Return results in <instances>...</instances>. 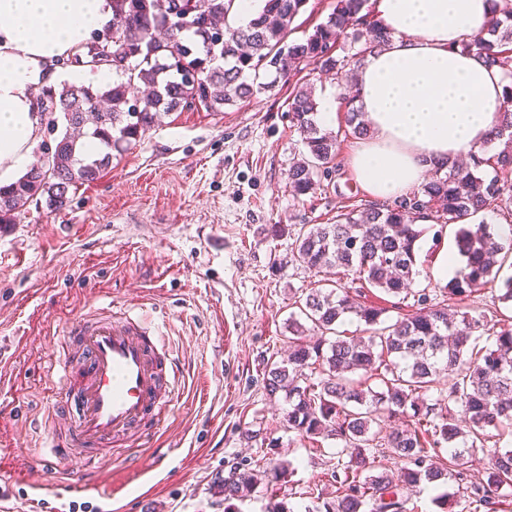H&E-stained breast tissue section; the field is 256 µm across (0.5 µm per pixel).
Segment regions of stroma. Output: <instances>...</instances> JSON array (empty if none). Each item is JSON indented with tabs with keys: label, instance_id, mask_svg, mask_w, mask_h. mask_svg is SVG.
Wrapping results in <instances>:
<instances>
[{
	"label": "stroma",
	"instance_id": "35a3bbf8",
	"mask_svg": "<svg viewBox=\"0 0 512 512\" xmlns=\"http://www.w3.org/2000/svg\"><path fill=\"white\" fill-rule=\"evenodd\" d=\"M313 82L318 101L339 102L332 133L335 167L315 194L294 197L287 174L303 149L287 114L294 83ZM294 83L225 106L162 118L90 184L70 188L66 205L29 202L0 224V478L12 487L0 512H50L67 476L43 468L52 426L46 419L59 380L54 352L74 317L107 307L145 314L186 377L185 394L149 441L104 454L101 474L128 493L126 512H224L211 495L213 473L236 464H266V438L291 461V482L259 484L240 512H266L270 494L305 512L309 487L333 488L326 456L338 439L299 441L283 425L284 397H268L266 364L288 356V317L295 293L322 282L350 286L335 272L295 261L291 236L304 224H326L361 185L347 164L355 143L346 125L345 88L301 70ZM419 271L412 288L447 302L456 225L422 223ZM256 431L244 440L243 430ZM185 454L171 459L152 499L134 497L137 476L126 453L149 455L172 435ZM42 503L31 506L34 485ZM456 485L410 494L407 512H465Z\"/></svg>",
	"mask_w": 512,
	"mask_h": 512
}]
</instances>
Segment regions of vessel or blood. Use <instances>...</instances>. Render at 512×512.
<instances>
[{"instance_id": "obj_1", "label": "vessel or blood", "mask_w": 512, "mask_h": 512, "mask_svg": "<svg viewBox=\"0 0 512 512\" xmlns=\"http://www.w3.org/2000/svg\"><path fill=\"white\" fill-rule=\"evenodd\" d=\"M58 347L64 396L52 403L51 423L72 419L66 436L52 435L43 462L52 469L83 472L86 492L99 499L104 512H120L111 489L89 476L97 450L122 448L135 435H146L149 422H159L180 398L181 373L163 350L143 317L129 310L82 315L72 319ZM170 448L154 449L140 467V493L162 481Z\"/></svg>"}]
</instances>
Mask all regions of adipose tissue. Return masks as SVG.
Segmentation results:
<instances>
[{"instance_id":"adipose-tissue-1","label":"adipose tissue","mask_w":512,"mask_h":512,"mask_svg":"<svg viewBox=\"0 0 512 512\" xmlns=\"http://www.w3.org/2000/svg\"><path fill=\"white\" fill-rule=\"evenodd\" d=\"M375 11L390 40L359 63L354 105L368 134L349 164L388 200L493 140L512 74L463 49L491 25L495 0H375ZM111 25V0H0V187L26 173L39 141L31 87L57 83V60Z\"/></svg>"}]
</instances>
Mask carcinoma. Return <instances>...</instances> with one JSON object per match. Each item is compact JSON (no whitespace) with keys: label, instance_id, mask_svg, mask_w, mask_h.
<instances>
[{"label":"carcinoma","instance_id":"obj_1","mask_svg":"<svg viewBox=\"0 0 512 512\" xmlns=\"http://www.w3.org/2000/svg\"><path fill=\"white\" fill-rule=\"evenodd\" d=\"M499 14L487 33L464 49L512 75V0H501ZM308 0H260L247 25L232 28L227 15L233 0H112V29L97 34L82 50L58 61L61 67L108 64L110 51L123 64L112 66L118 80L103 88L63 83L42 90L40 115L63 123L65 132L53 151L9 189L0 188V224L33 199L47 208L66 205L69 186L91 183L112 162V150L130 145L163 115L194 109L220 112L224 105L269 90L251 74L264 66L288 81L300 66L332 75L339 85H352L350 59L361 60L369 48L385 42L380 20L370 18L369 0H336L327 20L302 40L288 41L295 18ZM352 55H338L341 36ZM147 87L141 97L130 94L134 82ZM498 140L503 148L493 161L478 153L430 181L410 197L389 203L345 208L329 224H305L291 243L293 257L306 267L334 268L392 298L412 293L419 274L415 243L424 214L436 212L444 223L463 222L456 233L464 273L448 282L456 306L433 304L426 294L414 300L415 310L389 325L384 309L359 301L348 288L322 285L304 288L294 301L288 328L302 336H320L297 343L285 364L272 363L264 373L269 397L285 393L288 431L301 441L332 437L344 442L336 458L326 461L335 495L312 512H406L407 493L425 484L453 482L467 498L471 512L492 510L512 499V449L490 455L484 477L470 479L477 450L512 427V324L488 325L471 314L472 294L495 281L501 255L512 254V236L504 238L485 221L464 220L488 212L512 218V86L505 89ZM288 116L304 150L288 170L296 197L316 193L336 158V138L321 128L313 88L299 86L288 97ZM93 138L102 150L85 151ZM355 317L368 336L346 337L337 326ZM489 334L495 348L481 352L470 346L474 333ZM448 376V400L460 414L442 406L441 379ZM438 390L435 402L422 395ZM412 411L411 424L389 429L382 417ZM451 449L447 461H433L437 449ZM389 456L391 468L376 471L375 460ZM293 474L290 461L271 467L229 468L215 480L224 489V512H238L236 502L257 485Z\"/></svg>","mask_w":512,"mask_h":512}]
</instances>
